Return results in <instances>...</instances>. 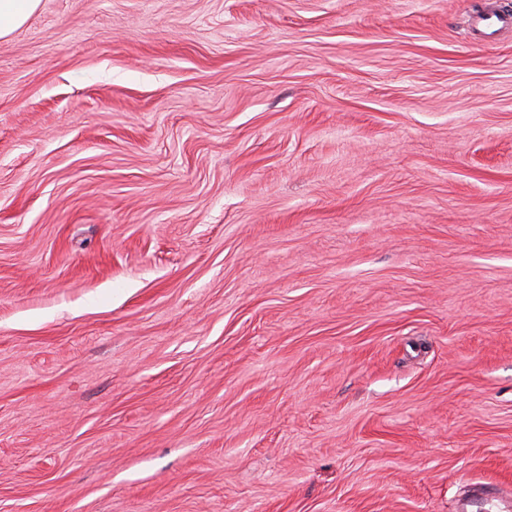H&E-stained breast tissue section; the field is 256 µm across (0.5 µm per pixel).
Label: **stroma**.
<instances>
[{
	"mask_svg": "<svg viewBox=\"0 0 512 512\" xmlns=\"http://www.w3.org/2000/svg\"><path fill=\"white\" fill-rule=\"evenodd\" d=\"M512 0H40L0 41V512L512 500ZM475 27L483 36H491L502 29H512V13L510 11H493L475 19Z\"/></svg>",
	"mask_w": 512,
	"mask_h": 512,
	"instance_id": "35a3bbf8",
	"label": "stroma"
}]
</instances>
